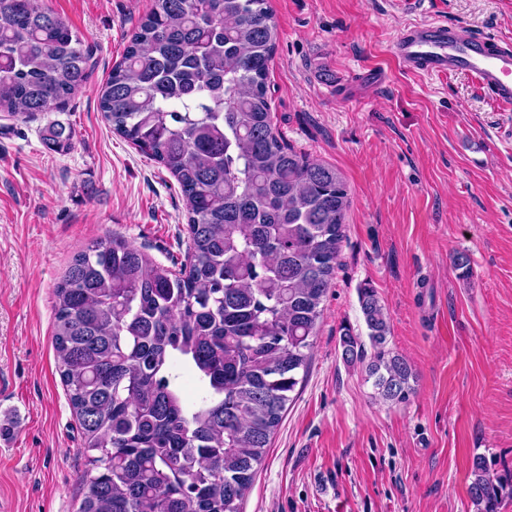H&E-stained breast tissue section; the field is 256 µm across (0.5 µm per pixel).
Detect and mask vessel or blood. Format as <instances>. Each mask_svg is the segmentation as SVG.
Masks as SVG:
<instances>
[{
    "label": "vessel or blood",
    "mask_w": 512,
    "mask_h": 512,
    "mask_svg": "<svg viewBox=\"0 0 512 512\" xmlns=\"http://www.w3.org/2000/svg\"><path fill=\"white\" fill-rule=\"evenodd\" d=\"M391 53L404 70L437 79L463 74L497 102L512 106L511 42L465 35L445 21L412 22L394 38Z\"/></svg>",
    "instance_id": "obj_1"
}]
</instances>
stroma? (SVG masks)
<instances>
[{"label": "stroma", "instance_id": "35a3bbf8", "mask_svg": "<svg viewBox=\"0 0 512 512\" xmlns=\"http://www.w3.org/2000/svg\"><path fill=\"white\" fill-rule=\"evenodd\" d=\"M92 52L63 111L0 112V512H77L86 468L56 367L53 289L75 252L124 238L186 259L177 182L113 132L98 96L153 0H42ZM279 38L269 95L286 140L336 167L350 191L346 240L309 368L243 512H477L471 468L512 476V107L463 75L404 71L390 44L408 23L512 41V0H271ZM58 120L71 150L48 149ZM469 259L457 269V255ZM375 288L389 346L411 364L407 401L380 398L345 363Z\"/></svg>", "mask_w": 512, "mask_h": 512}]
</instances>
